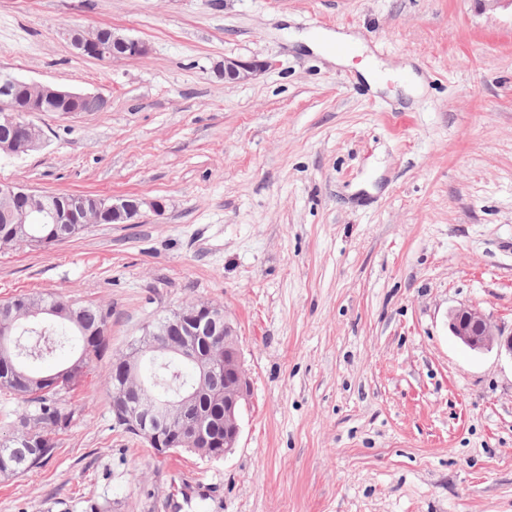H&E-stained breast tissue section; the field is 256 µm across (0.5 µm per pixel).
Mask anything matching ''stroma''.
<instances>
[{
	"mask_svg": "<svg viewBox=\"0 0 512 512\" xmlns=\"http://www.w3.org/2000/svg\"><path fill=\"white\" fill-rule=\"evenodd\" d=\"M141 39L78 54L65 29ZM353 35L338 65L303 38ZM265 67L225 85V58ZM396 72L382 91L364 59ZM0 69L98 94L41 112L0 182L137 195L132 224L0 249V301L112 311L72 413L0 512H512V357L450 332L474 305L512 331V8L476 0H0ZM413 71L422 90L406 95ZM202 301L235 327L251 392L221 458L153 455L107 381L155 316Z\"/></svg>",
	"mask_w": 512,
	"mask_h": 512,
	"instance_id": "35a3bbf8",
	"label": "stroma"
}]
</instances>
